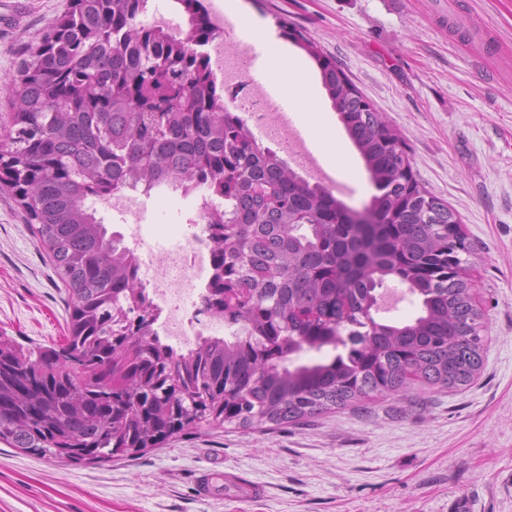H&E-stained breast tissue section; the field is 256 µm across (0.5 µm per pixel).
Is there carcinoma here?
<instances>
[{
  "label": "carcinoma",
  "instance_id": "1",
  "mask_svg": "<svg viewBox=\"0 0 512 512\" xmlns=\"http://www.w3.org/2000/svg\"><path fill=\"white\" fill-rule=\"evenodd\" d=\"M147 2L72 0L44 34L51 52L30 54L5 85L14 153L0 181L24 202L68 287L63 351L79 366L0 340V442L42 459L103 462L202 423L280 426L417 387L470 385L484 359L483 314L468 283L448 273V261H461L448 210L405 199L382 116L364 121L355 85L323 80L372 180L390 187L372 199L380 223L338 224L336 199L272 150L252 148L244 120L224 110L201 50L214 36L204 0H176L190 24L184 39L141 25ZM186 181L217 198L205 205L214 273L204 302L245 329L187 355L158 336L133 252L107 238L89 205L126 186L148 195ZM291 197L305 205L303 224ZM390 276L419 297L421 314L368 328L362 312ZM342 324L348 341L330 360L291 363Z\"/></svg>",
  "mask_w": 512,
  "mask_h": 512
}]
</instances>
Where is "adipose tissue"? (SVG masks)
Returning a JSON list of instances; mask_svg holds the SVG:
<instances>
[{
	"label": "adipose tissue",
	"mask_w": 512,
	"mask_h": 512,
	"mask_svg": "<svg viewBox=\"0 0 512 512\" xmlns=\"http://www.w3.org/2000/svg\"><path fill=\"white\" fill-rule=\"evenodd\" d=\"M222 6L225 15L235 22L237 31L246 34L261 49L267 62V80L275 84L280 96L295 108L300 124L326 164L339 176H346L351 163L334 127L316 103L315 88L303 62L289 51L287 43L249 20L240 0H223Z\"/></svg>",
	"instance_id": "ef3b65f1"
}]
</instances>
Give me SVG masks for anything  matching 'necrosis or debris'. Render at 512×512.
Here are the masks:
<instances>
[{
    "label": "necrosis or debris",
    "instance_id": "1",
    "mask_svg": "<svg viewBox=\"0 0 512 512\" xmlns=\"http://www.w3.org/2000/svg\"><path fill=\"white\" fill-rule=\"evenodd\" d=\"M207 57L210 70L223 76L229 100H237L244 90L253 97H262V89L248 81L249 47L245 42L211 41ZM135 254L137 278L161 311L155 328L182 353L194 351L200 338L217 336L220 329H227L232 336L239 333L238 325L225 323L222 315L206 311L203 306L212 268V244L206 234L185 235L161 263L152 261V253L144 245L138 244Z\"/></svg>",
    "mask_w": 512,
    "mask_h": 512
}]
</instances>
